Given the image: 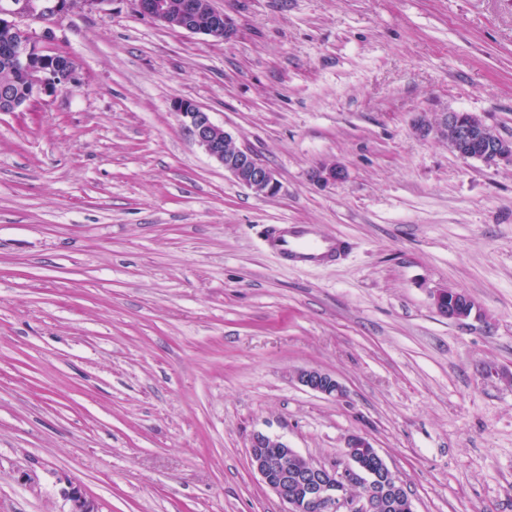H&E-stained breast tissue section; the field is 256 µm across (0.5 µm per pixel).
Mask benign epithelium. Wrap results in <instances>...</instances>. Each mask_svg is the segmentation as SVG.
<instances>
[{
	"label": "benign epithelium",
	"mask_w": 512,
	"mask_h": 512,
	"mask_svg": "<svg viewBox=\"0 0 512 512\" xmlns=\"http://www.w3.org/2000/svg\"><path fill=\"white\" fill-rule=\"evenodd\" d=\"M101 2L22 0L15 10L0 13V28H9L15 34V66L31 91L30 97L22 102L12 92L0 90V112H24L37 94L65 87L74 80V69L61 66L56 55L39 49L32 42L28 27L21 25L18 19L41 21L46 16L61 17ZM135 4L141 15L166 25L170 24L171 14L178 13L179 28L193 34L225 37L230 31L228 17L215 11L210 0H135ZM173 110L186 119L195 143L237 181L259 196L271 197L279 193L280 185L273 171L251 151L237 147L231 134L215 124L197 104L179 99L173 103ZM414 132L421 139L436 137L448 142V149L464 160L512 165V140L501 137L475 113L441 112L432 122L418 120ZM434 305L437 313L450 322L467 319L475 308V302L465 292L448 289L434 293ZM295 378L301 386L325 397L338 399L345 395L336 377L320 369L301 368ZM357 448H367L373 456L381 458L366 436L352 434L343 450L347 460L343 471L313 464L290 477L279 471L278 460L296 451L278 437L257 432L250 439L249 463L265 485L288 505V512H306L312 505L320 512H384L396 508V499H389L386 494L402 486L399 476L385 465L383 472L388 484L380 485L375 474L361 470L355 453ZM353 484L362 487L361 495L351 497L345 493ZM68 498L70 512H98L94 501L78 487L71 488Z\"/></svg>",
	"instance_id": "benign-epithelium-1"
}]
</instances>
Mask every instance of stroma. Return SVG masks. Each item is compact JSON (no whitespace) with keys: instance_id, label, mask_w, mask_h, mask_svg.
<instances>
[{"instance_id":"stroma-1","label":"stroma","mask_w":512,"mask_h":512,"mask_svg":"<svg viewBox=\"0 0 512 512\" xmlns=\"http://www.w3.org/2000/svg\"><path fill=\"white\" fill-rule=\"evenodd\" d=\"M212 4L226 38L134 0L29 26L75 72L0 112V512H68L74 485L99 512H287L256 432L339 470L361 433L415 512H512V165L412 130L473 112L512 139V0ZM177 99L279 193L225 172ZM273 224L349 248L286 266ZM173 110L186 119L195 143L237 181L259 196L271 197L279 193L280 185L273 171L251 151L237 147L231 134L215 124L208 112L184 99L176 100ZM434 305L437 313L449 322L467 319L475 308V302L464 291L447 288L434 293ZM295 378L301 386L325 397L338 399L345 395V389L336 377L320 369H298Z\"/></svg>"}]
</instances>
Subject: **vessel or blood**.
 I'll return each instance as SVG.
<instances>
[{
    "label": "vessel or blood",
    "instance_id": "b4317fda",
    "mask_svg": "<svg viewBox=\"0 0 512 512\" xmlns=\"http://www.w3.org/2000/svg\"><path fill=\"white\" fill-rule=\"evenodd\" d=\"M273 249L287 264L328 262L343 253L348 243L343 239L316 241L308 224H276L270 229Z\"/></svg>",
    "mask_w": 512,
    "mask_h": 512
}]
</instances>
